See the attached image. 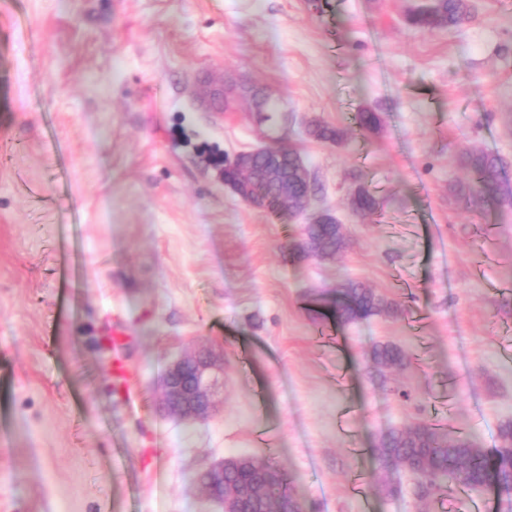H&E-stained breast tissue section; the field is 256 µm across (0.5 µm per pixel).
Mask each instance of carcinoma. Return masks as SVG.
I'll return each mask as SVG.
<instances>
[{"mask_svg": "<svg viewBox=\"0 0 512 512\" xmlns=\"http://www.w3.org/2000/svg\"><path fill=\"white\" fill-rule=\"evenodd\" d=\"M469 0H433L429 6L420 7L407 15L410 26L431 32L458 25L470 13ZM259 122L268 129H275L276 101L261 95L255 103ZM357 126L365 131L376 132L382 126L378 112L364 111L356 115ZM307 134L318 141L339 144L344 132L319 122L311 124ZM462 165L469 170L471 178L461 186L459 193L467 208L478 211L489 203L512 206V188L503 185L502 174L505 160L483 150L470 149L461 154ZM288 170V191L297 198L309 195L306 182L294 176L296 167L294 153L282 160ZM350 205L362 215H370L377 208L376 198L367 190L358 187L350 198ZM304 243H294V258L301 260L313 252L318 256L332 257L346 247V237L339 223L314 224L305 229ZM383 311H394L383 297L359 281L348 280L336 291L333 313L342 322H356L378 315ZM370 368L381 380L386 372L406 365V354L398 346L376 343L368 352ZM376 487L387 495H394L399 486L393 476L407 472L416 479V495L421 499L441 496L452 485H460L472 492L494 488L499 493L512 490V422L500 425L498 446L488 451L472 437L447 427L420 420L408 427H391L383 432L376 446ZM263 481L264 506L268 512H278L287 507L293 512H306L304 501L288 487L286 474L267 460H258L241 467L230 466L224 475V491L228 492L240 481Z\"/></svg>", "mask_w": 512, "mask_h": 512, "instance_id": "1", "label": "carcinoma"}]
</instances>
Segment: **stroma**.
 I'll list each match as a JSON object with an SVG mask.
<instances>
[{
    "label": "stroma",
    "mask_w": 512,
    "mask_h": 512,
    "mask_svg": "<svg viewBox=\"0 0 512 512\" xmlns=\"http://www.w3.org/2000/svg\"><path fill=\"white\" fill-rule=\"evenodd\" d=\"M425 2L0 0V512H218L195 478L235 456L286 471L314 512H506L492 490L420 500L405 472L397 495L371 486L391 427L446 422L492 449L512 420V208L450 196L466 149L512 178V0L429 33L406 22ZM218 74L279 100L343 252L292 260L305 217L225 186V158L271 140L250 100L199 107ZM367 109L378 133L356 125ZM359 186L375 213L351 209ZM345 279L398 314L337 322ZM376 342L409 358L386 388ZM204 343L224 349V409L186 423L161 376ZM128 339L129 334L124 326L112 325V340L108 345L112 347V388L122 400L130 397L136 379L133 367L121 354Z\"/></svg>",
    "instance_id": "35a3bbf8"
}]
</instances>
